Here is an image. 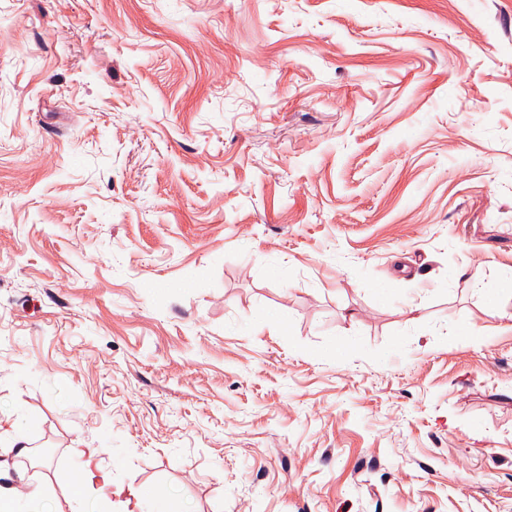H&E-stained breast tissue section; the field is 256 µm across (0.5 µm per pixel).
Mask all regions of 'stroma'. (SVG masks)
Masks as SVG:
<instances>
[{
  "instance_id": "obj_1",
  "label": "stroma",
  "mask_w": 512,
  "mask_h": 512,
  "mask_svg": "<svg viewBox=\"0 0 512 512\" xmlns=\"http://www.w3.org/2000/svg\"><path fill=\"white\" fill-rule=\"evenodd\" d=\"M17 431L43 512H512V0H0ZM87 453L88 460L86 462V467L75 472L74 482L79 488L84 489L85 494L93 499L98 505L100 504V492L111 484L110 477L103 469L93 465L95 451L88 448ZM96 485L97 487H95Z\"/></svg>"
}]
</instances>
